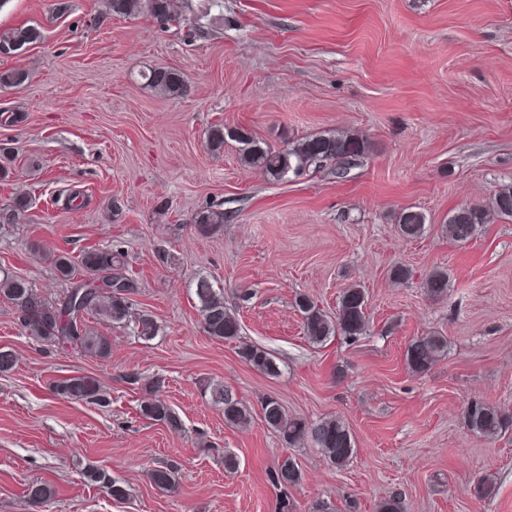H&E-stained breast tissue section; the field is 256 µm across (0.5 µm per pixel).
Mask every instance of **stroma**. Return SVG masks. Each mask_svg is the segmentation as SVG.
Wrapping results in <instances>:
<instances>
[{
    "label": "stroma",
    "instance_id": "stroma-1",
    "mask_svg": "<svg viewBox=\"0 0 512 512\" xmlns=\"http://www.w3.org/2000/svg\"><path fill=\"white\" fill-rule=\"evenodd\" d=\"M105 11L106 0L0 5V32H39L0 57V70L28 75L0 88V153L11 159L0 208L30 201L20 223L0 227V268L56 299L65 285L41 251L121 245L134 309L159 333L146 342L132 326L97 324L112 338L100 361L32 340L0 302V349L17 357L0 375V512H276L284 495L293 512L319 501L377 512L391 495L404 512H512V428L485 438L464 422L474 401L512 412V220L491 219L464 245L442 230L455 208L512 184V0H179L181 23L166 30ZM155 68L180 71L184 94L148 88ZM16 112L23 122L6 124ZM216 123L274 148L351 130L371 151L342 178L271 181L241 164L234 141L206 149ZM215 205L223 233L198 236L193 217ZM410 206L427 218L414 240L394 221ZM396 264L407 281L391 279ZM436 269L448 273L438 299L425 288ZM200 276L223 288L277 375L204 333ZM352 284L367 299L365 333L312 344L296 296L332 313ZM430 332L448 351L413 372L405 351ZM80 374L101 380L106 405L53 394ZM155 380L181 431L139 417L141 386ZM206 380L250 407L249 426L225 424ZM267 397L310 422L342 419L353 458L337 468L310 442L282 445L261 418ZM285 455L302 479L284 490L271 473ZM171 461L177 485L156 488L149 470ZM89 465L126 497L86 482ZM486 475L494 489L481 499ZM35 481L53 486L52 501L28 499Z\"/></svg>",
    "mask_w": 512,
    "mask_h": 512
}]
</instances>
